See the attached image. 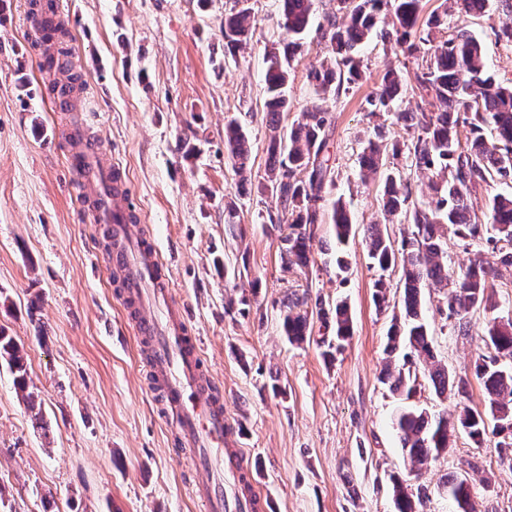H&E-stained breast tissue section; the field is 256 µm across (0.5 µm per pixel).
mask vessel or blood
I'll return each instance as SVG.
<instances>
[{"instance_id": "b4317fda", "label": "vessel or blood", "mask_w": 512, "mask_h": 512, "mask_svg": "<svg viewBox=\"0 0 512 512\" xmlns=\"http://www.w3.org/2000/svg\"><path fill=\"white\" fill-rule=\"evenodd\" d=\"M70 169L82 174L81 201L106 259L120 278V300L135 336L147 343L149 386L174 445L189 450L199 474L193 495L206 512H264L237 457H225L229 430L224 395L206 363L188 306L174 294L169 266L155 239L137 223L129 174L94 135L67 150Z\"/></svg>"}]
</instances>
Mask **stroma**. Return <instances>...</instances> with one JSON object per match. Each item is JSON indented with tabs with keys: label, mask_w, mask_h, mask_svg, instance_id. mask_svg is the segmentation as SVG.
I'll return each mask as SVG.
<instances>
[{
	"label": "stroma",
	"mask_w": 512,
	"mask_h": 512,
	"mask_svg": "<svg viewBox=\"0 0 512 512\" xmlns=\"http://www.w3.org/2000/svg\"><path fill=\"white\" fill-rule=\"evenodd\" d=\"M0 9V329L22 345L28 407L0 361V512H205L188 481V451L170 433L147 388L148 364L133 334L118 337L124 309L97 252L79 184L66 165L74 123L102 136L129 172L141 223L172 266L174 291L224 394L239 458L272 512H395L392 483L427 494L424 512H456L442 493L446 477L472 486L476 512H512V448L496 438L474 443L457 432L448 451L416 470L393 428L401 409L456 417L488 409L474 371L486 353L492 316L512 317V267L483 240L448 235L452 266L481 257L498 267L496 312L476 307L458 333L444 291L422 292L433 353L450 375L468 381L466 395H438L421 364L406 396L383 383L393 315L401 313L400 270L368 257L365 230L383 218L384 183H361L360 161L374 130L391 116L364 106L397 58L372 35L361 47L365 76L329 100L334 183L319 206L346 202L354 223L347 267L335 262V233L316 227L307 267H286L273 220L280 209L266 178L264 48L279 41V0H248L254 35L235 58L224 55V12L233 0H62L69 59L87 88L81 113L55 110L40 66L30 0ZM491 0L464 24L482 43L487 69L512 85V43L496 36L511 21ZM324 56L315 31L291 63L290 125L317 99L307 75ZM238 119L253 148L246 177L224 150V123ZM239 221H224L226 204ZM385 280L377 306L374 284ZM310 293L325 310L346 302L353 333L325 355L333 328L311 317L299 344L282 328L288 296ZM37 310H30V303Z\"/></svg>",
	"instance_id": "35a3bbf8"
}]
</instances>
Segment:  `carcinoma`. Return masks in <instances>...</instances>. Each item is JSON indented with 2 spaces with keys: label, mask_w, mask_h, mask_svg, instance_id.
Masks as SVG:
<instances>
[{
  "label": "carcinoma",
  "mask_w": 512,
  "mask_h": 512,
  "mask_svg": "<svg viewBox=\"0 0 512 512\" xmlns=\"http://www.w3.org/2000/svg\"><path fill=\"white\" fill-rule=\"evenodd\" d=\"M248 0H235L224 14V52L236 51L252 37ZM279 27L282 43L265 48L264 107L270 116L267 125L266 176L271 191L282 207L278 227L283 259L287 265L305 267L310 262L315 231L321 223L317 204L333 182L328 145V96H339L347 86L361 78L359 47L376 29L395 51L406 59L419 61L413 72L414 85L403 81L400 71L389 69L367 98L370 114L391 112L393 102L408 90L419 91L422 104L415 112H392L393 124L413 131L411 143L388 140L368 141L361 157L362 181L379 176L385 180L384 210L390 216L408 219L400 244H395L379 224L367 226L369 257L382 270L401 263L400 282L404 290L403 318L393 319L387 334V352L407 348L425 371L437 393L465 391L464 380L450 377L448 369L435 362L427 325L421 311L423 288H445L447 308L458 323L466 327V314L474 307L492 309L488 289L494 287L493 270L472 263L460 273L448 266V252L441 244L444 230L462 239L504 242L507 249L501 263L512 267V86L504 87L488 75L481 42L463 25H455L447 35L437 33L448 25L447 16L431 15L420 21L421 0H336V10L326 12L319 23L325 57L311 70L308 79L315 86L319 102L300 113L285 127L279 116L288 109L285 86L290 64L301 52L303 35L310 27L315 0H280ZM461 16H478L486 11L489 0H454ZM31 15L47 34L48 40L65 37L61 25L48 17L44 4L32 0ZM224 149L237 173L246 177L251 158V143L235 119L224 126ZM407 152L410 169L433 177V195L422 204H410L411 193L403 176L384 169L387 155ZM510 191L495 194L483 217L470 212L471 192L491 182ZM332 223L336 241L346 243L353 222L342 199L333 205ZM310 295H293L283 303V330L292 342L309 334L308 301ZM336 341L346 340L352 332L348 307L336 303L332 319ZM488 354L479 358L475 376L484 386L489 412L464 410L455 420L431 415L424 409L409 408L399 413L395 427L401 448L420 470L448 449V440L459 430L480 444L485 438L504 436L512 447V366L498 364V357L512 358V318H492L485 340ZM0 359L14 375L21 392L28 385V367L23 348L12 336L0 330ZM383 380L396 391L411 394L416 378L403 366L387 365ZM457 512H473L471 487L467 480L450 476L443 483ZM396 512H423L426 494H409L402 483L394 481Z\"/></svg>",
  "instance_id": "cac0c4a2"
}]
</instances>
